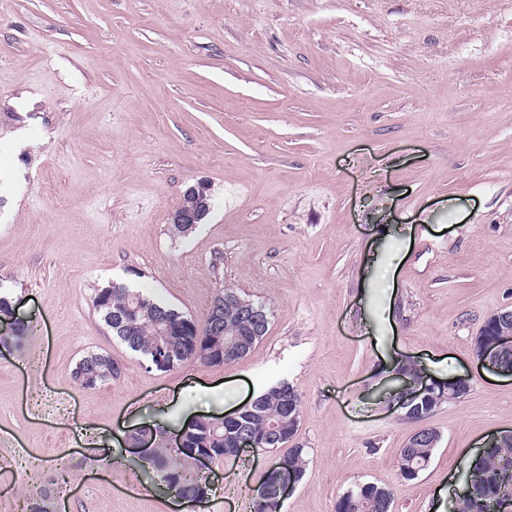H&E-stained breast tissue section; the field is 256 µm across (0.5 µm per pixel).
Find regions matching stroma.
Instances as JSON below:
<instances>
[{
  "label": "stroma",
  "instance_id": "stroma-1",
  "mask_svg": "<svg viewBox=\"0 0 512 512\" xmlns=\"http://www.w3.org/2000/svg\"><path fill=\"white\" fill-rule=\"evenodd\" d=\"M200 181L211 211L172 238ZM111 280L198 319L231 284L269 331L223 366L151 369L94 310ZM0 288L33 323L16 341L0 320V512H171L127 431L281 382L309 461L281 512H336L363 481L394 512H453L480 440L512 435V377L473 360L512 307V0H0ZM90 351L121 377L78 388ZM399 360L470 390L403 420L380 398ZM423 425L442 439L408 481L396 450ZM288 452L213 463L190 512H254Z\"/></svg>",
  "mask_w": 512,
  "mask_h": 512
}]
</instances>
